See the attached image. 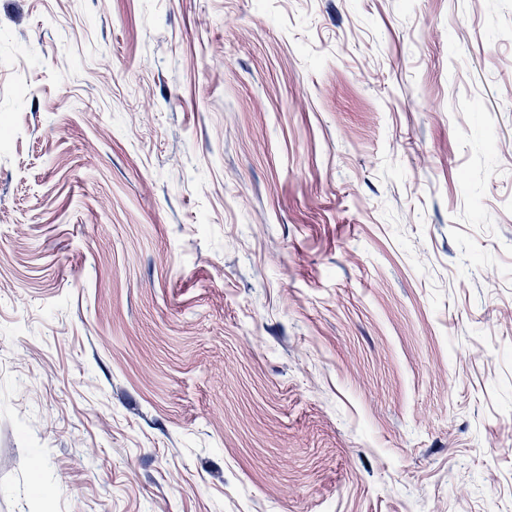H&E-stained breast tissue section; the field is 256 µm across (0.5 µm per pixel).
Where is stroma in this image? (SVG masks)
<instances>
[{
  "label": "stroma",
  "instance_id": "35a3bbf8",
  "mask_svg": "<svg viewBox=\"0 0 512 512\" xmlns=\"http://www.w3.org/2000/svg\"><path fill=\"white\" fill-rule=\"evenodd\" d=\"M1 125L0 512H512V0H0Z\"/></svg>",
  "mask_w": 512,
  "mask_h": 512
}]
</instances>
